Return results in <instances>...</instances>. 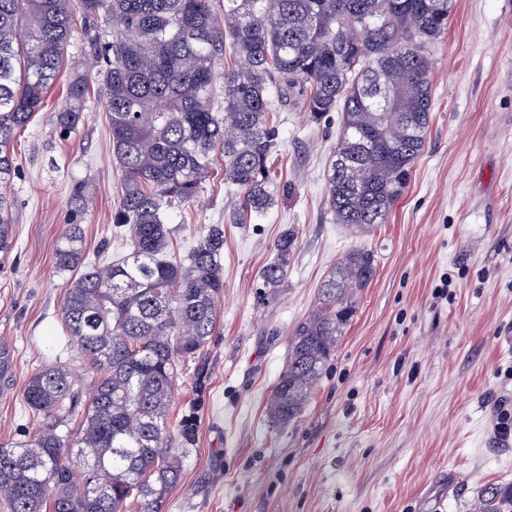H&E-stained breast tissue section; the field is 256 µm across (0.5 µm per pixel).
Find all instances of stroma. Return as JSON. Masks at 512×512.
<instances>
[{"instance_id": "1", "label": "stroma", "mask_w": 512, "mask_h": 512, "mask_svg": "<svg viewBox=\"0 0 512 512\" xmlns=\"http://www.w3.org/2000/svg\"><path fill=\"white\" fill-rule=\"evenodd\" d=\"M433 111L425 149L387 223L356 234L334 223L326 170L337 118L308 124L300 106L271 113L276 203L237 225L222 178L175 211L181 252L208 224L224 227V298L197 393L178 378L176 409L199 403V430L164 512H469L480 487L512 481V441L495 409L512 412V0H454L448 32L431 50ZM81 39L43 108L14 141L4 193L15 245L0 261V443L40 426L25 404L29 378L69 366L91 377L62 325L66 281L53 254L75 182L93 203L82 220L90 258H123L128 236L112 213L122 175L98 86L87 116L64 131L56 115L71 77L87 73ZM298 232L288 279L263 295L262 268L288 228ZM374 251L376 274L298 421L272 425L266 408L294 328L349 249Z\"/></svg>"}]
</instances>
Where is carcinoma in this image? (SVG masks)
<instances>
[{
  "label": "carcinoma",
  "mask_w": 512,
  "mask_h": 512,
  "mask_svg": "<svg viewBox=\"0 0 512 512\" xmlns=\"http://www.w3.org/2000/svg\"><path fill=\"white\" fill-rule=\"evenodd\" d=\"M452 9L453 0H0V185L15 174L17 132L40 110L79 33L122 174L112 223L131 244L120 261L87 260L81 219L90 192L75 184L54 264L70 274L62 321L92 379L78 426L66 432L62 414L79 400L71 370L52 364L28 380L24 401L43 421L28 439L0 443L8 512H126L130 499L137 512H162L199 428L193 403L169 428L175 382L190 365L196 389H206L224 295V225L205 227L177 259L170 209L194 202L218 169L240 193L236 221L262 218L275 203L269 160L280 142L269 112L299 105L315 125L341 110L327 170L334 221L361 232L386 223L426 145L430 48L448 32ZM101 14L110 35L97 26ZM226 50L237 64L219 72ZM87 95V77L70 79L61 128L84 120ZM296 238L288 228L275 240L261 287L283 286ZM13 241L11 203L0 194L1 255ZM375 274L365 248L330 271L292 334L267 404L273 424L301 416ZM472 512H512V483L481 487Z\"/></svg>",
  "instance_id": "carcinoma-1"
}]
</instances>
